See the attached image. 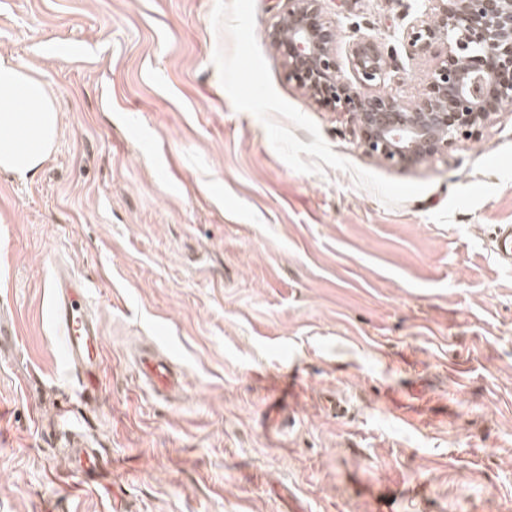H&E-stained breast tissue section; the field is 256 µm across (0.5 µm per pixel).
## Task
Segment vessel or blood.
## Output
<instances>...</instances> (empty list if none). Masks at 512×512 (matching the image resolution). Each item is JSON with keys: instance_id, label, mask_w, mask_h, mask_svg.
<instances>
[{"instance_id": "1", "label": "vessel or blood", "mask_w": 512, "mask_h": 512, "mask_svg": "<svg viewBox=\"0 0 512 512\" xmlns=\"http://www.w3.org/2000/svg\"><path fill=\"white\" fill-rule=\"evenodd\" d=\"M495 240L499 261L512 266V225H498ZM52 288L48 320L63 339V361L81 371L86 382H93L103 365L104 342L98 322L89 313L87 285L75 274L66 273L55 276ZM133 359L141 383L153 394L164 397L182 390L184 372L174 371L169 361L152 349L137 350ZM69 469L96 477L104 471L105 463L95 449L78 446Z\"/></svg>"}]
</instances>
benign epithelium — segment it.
I'll return each instance as SVG.
<instances>
[{
	"label": "benign epithelium",
	"instance_id": "obj_1",
	"mask_svg": "<svg viewBox=\"0 0 512 512\" xmlns=\"http://www.w3.org/2000/svg\"><path fill=\"white\" fill-rule=\"evenodd\" d=\"M405 34L412 55L436 50L424 92L404 105L366 89L385 82L393 54L369 38L350 47L360 88L339 77L338 33L322 0H288L269 32L288 76L315 103L350 116L365 151L402 168L443 156L512 102V0H430Z\"/></svg>",
	"mask_w": 512,
	"mask_h": 512
}]
</instances>
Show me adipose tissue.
Returning a JSON list of instances; mask_svg holds the SVG:
<instances>
[{
    "instance_id": "adipose-tissue-1",
    "label": "adipose tissue",
    "mask_w": 512,
    "mask_h": 512,
    "mask_svg": "<svg viewBox=\"0 0 512 512\" xmlns=\"http://www.w3.org/2000/svg\"><path fill=\"white\" fill-rule=\"evenodd\" d=\"M59 112L44 80L0 56V172L34 177L54 152Z\"/></svg>"
}]
</instances>
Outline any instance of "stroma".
I'll return each mask as SVG.
<instances>
[{"instance_id": "obj_1", "label": "stroma", "mask_w": 512, "mask_h": 512, "mask_svg": "<svg viewBox=\"0 0 512 512\" xmlns=\"http://www.w3.org/2000/svg\"><path fill=\"white\" fill-rule=\"evenodd\" d=\"M287 0H0V54L56 98L57 148L0 173V512H504L512 504V103L399 168L286 76ZM397 58L429 0H324ZM91 287L100 384L59 360L57 269ZM186 375L166 402L132 346ZM87 440L105 485L75 484ZM497 256L500 262L512 266V225L500 224L495 231ZM68 468L75 474L99 477L105 470V463L102 456L94 448L76 446L73 448V458Z\"/></svg>"}]
</instances>
